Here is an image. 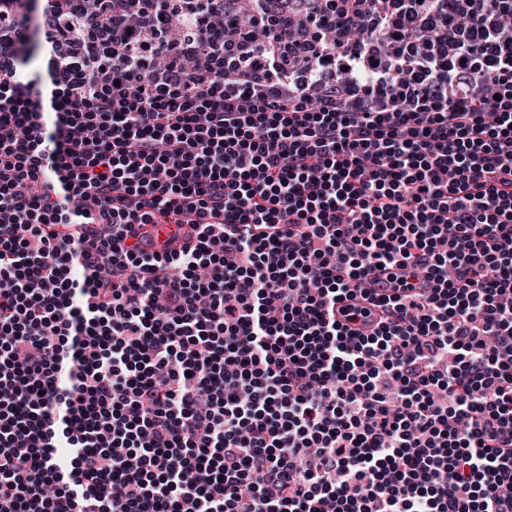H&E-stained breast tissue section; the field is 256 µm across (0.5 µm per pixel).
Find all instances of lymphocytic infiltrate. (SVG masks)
I'll return each instance as SVG.
<instances>
[{
  "instance_id": "f902f5d3",
  "label": "lymphocytic infiltrate",
  "mask_w": 512,
  "mask_h": 512,
  "mask_svg": "<svg viewBox=\"0 0 512 512\" xmlns=\"http://www.w3.org/2000/svg\"><path fill=\"white\" fill-rule=\"evenodd\" d=\"M0 512H512V0H0Z\"/></svg>"
}]
</instances>
